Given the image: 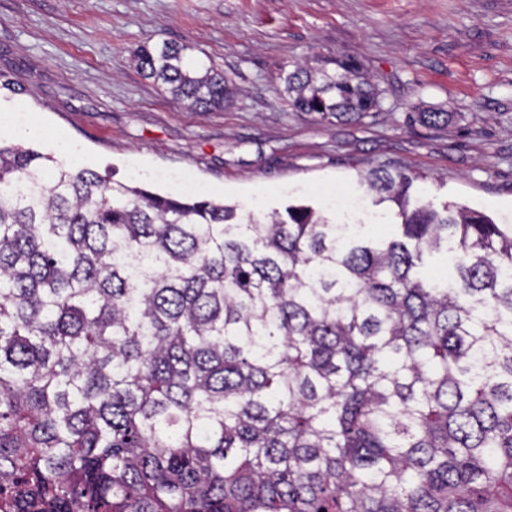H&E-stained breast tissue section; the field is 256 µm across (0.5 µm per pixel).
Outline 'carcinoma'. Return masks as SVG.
Wrapping results in <instances>:
<instances>
[{"mask_svg":"<svg viewBox=\"0 0 512 512\" xmlns=\"http://www.w3.org/2000/svg\"><path fill=\"white\" fill-rule=\"evenodd\" d=\"M189 50L132 61L223 110ZM326 64L280 76L292 108H381ZM357 177L388 233L0 143V512H512V224Z\"/></svg>","mask_w":512,"mask_h":512,"instance_id":"carcinoma-1","label":"carcinoma"}]
</instances>
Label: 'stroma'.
<instances>
[{"label": "stroma", "mask_w": 512, "mask_h": 512, "mask_svg": "<svg viewBox=\"0 0 512 512\" xmlns=\"http://www.w3.org/2000/svg\"><path fill=\"white\" fill-rule=\"evenodd\" d=\"M187 44L236 89L192 112L130 59ZM349 55L378 83L359 123L295 111L279 75ZM0 141L33 147L164 195L262 209L365 190L358 171L421 174L434 201L512 217V0H0ZM410 112H444L435 125Z\"/></svg>", "instance_id": "1"}]
</instances>
